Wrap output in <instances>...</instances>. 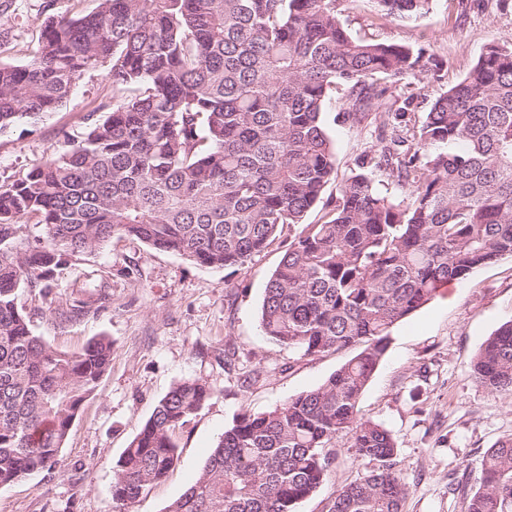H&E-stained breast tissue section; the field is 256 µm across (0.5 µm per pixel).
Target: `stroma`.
Wrapping results in <instances>:
<instances>
[{
    "label": "stroma",
    "mask_w": 512,
    "mask_h": 512,
    "mask_svg": "<svg viewBox=\"0 0 512 512\" xmlns=\"http://www.w3.org/2000/svg\"><path fill=\"white\" fill-rule=\"evenodd\" d=\"M44 0H0V41L20 52L0 61L29 60L41 40ZM350 34L422 48L430 53L417 75L396 82L386 102H409L416 115L457 83L489 44L512 47V0H432L414 21L380 18L374 0H356L342 14ZM112 98L104 70L86 72L56 112L33 126L0 135V185L52 156L59 130L78 128ZM343 90L330 94L323 120L334 142L336 177L308 213L325 221L341 178L356 169L375 142L373 127L342 122ZM297 226L282 228L239 269L198 265L117 234L103 247L74 258L60 275L51 309L32 318L34 332L60 351L92 337L112 342V361L93 397L81 407L61 450L60 468L0 488V512H112L114 467L171 387L185 378L210 382L215 392L175 432L179 459L149 487L134 512H164L198 477L224 429L245 411L262 413L321 385L354 352L303 357L269 340L260 308L269 277ZM108 282L111 303L68 320L69 302L85 288ZM512 320V258L475 270L398 323L361 396L363 418L385 427L397 445V467L410 491L402 512H465L458 483L472 482L487 448L512 436V394L478 384L472 358L504 322ZM328 478L296 512H326L341 486L373 467L339 446Z\"/></svg>",
    "instance_id": "1"
}]
</instances>
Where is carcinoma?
<instances>
[{
	"label": "carcinoma",
	"instance_id": "1",
	"mask_svg": "<svg viewBox=\"0 0 512 512\" xmlns=\"http://www.w3.org/2000/svg\"><path fill=\"white\" fill-rule=\"evenodd\" d=\"M343 0H99L50 12L25 64L0 62V135L56 111L78 79L104 69L106 118L60 132L41 165L0 185V487L62 465L72 421L97 390L112 342L73 352L48 346L18 303L52 288L75 257L115 234L210 268H238L280 228L298 224L264 289L262 330L307 357L356 347L320 386L264 413L242 412L198 478L165 512H295L327 479L336 443L375 462L342 486L327 512H401L410 484L382 425L359 415L391 329L442 286L512 257V47L491 44L421 120L387 112L376 143L340 184L328 220L305 217L336 174L323 123L345 89L343 122L361 127L387 90L423 70L422 52L357 39ZM431 0H376L381 16L412 19ZM395 183L407 202L375 187ZM45 234L21 250L24 218ZM109 296L75 298L79 319ZM476 381L512 392V321L479 348ZM200 378L160 400L117 462L112 512H131L178 460L174 439L214 393ZM466 512H512V436L483 455Z\"/></svg>",
	"mask_w": 512,
	"mask_h": 512
}]
</instances>
